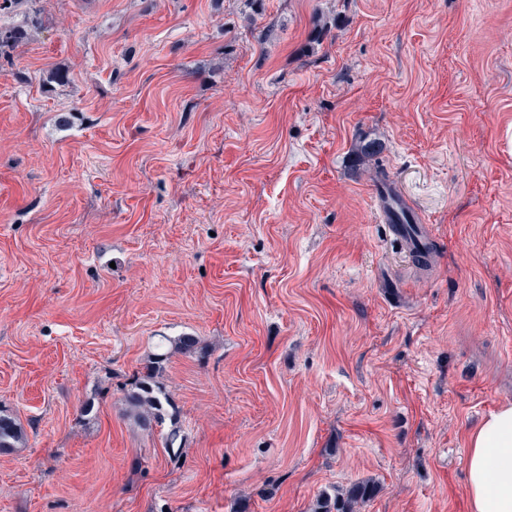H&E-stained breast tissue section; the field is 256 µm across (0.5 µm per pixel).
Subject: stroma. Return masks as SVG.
Segmentation results:
<instances>
[{
    "instance_id": "1",
    "label": "stroma",
    "mask_w": 512,
    "mask_h": 512,
    "mask_svg": "<svg viewBox=\"0 0 512 512\" xmlns=\"http://www.w3.org/2000/svg\"><path fill=\"white\" fill-rule=\"evenodd\" d=\"M0 28L30 33L0 56V512H310L367 478L359 512H467L466 437L512 403V0H16ZM159 335L201 347L162 378L177 464L123 400ZM375 195L378 203V214L380 220L384 223L389 224L390 231L392 234L399 239L400 242L407 245V239L409 241L408 227L405 224H394L393 216L395 213H399L400 210L406 209L411 210L416 216L414 222L418 224L424 223V220L416 208L400 193L394 183L389 188L383 185H377ZM24 441V433L18 420L0 408V450L16 448Z\"/></svg>"
}]
</instances>
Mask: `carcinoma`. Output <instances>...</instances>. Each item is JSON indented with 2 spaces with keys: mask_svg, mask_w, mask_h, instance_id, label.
Wrapping results in <instances>:
<instances>
[{
  "mask_svg": "<svg viewBox=\"0 0 512 512\" xmlns=\"http://www.w3.org/2000/svg\"><path fill=\"white\" fill-rule=\"evenodd\" d=\"M169 359L165 342L157 345V352L148 359L135 376L131 387L124 392V400L130 414L142 426L171 423L165 438V453L169 461L178 462L182 456V442L179 441L178 414L166 386L158 380L164 363ZM24 441V433L18 420L0 409V450L16 448ZM371 479L357 481L347 488H335L331 493L319 495L312 512H357V506L375 492Z\"/></svg>",
  "mask_w": 512,
  "mask_h": 512,
  "instance_id": "1",
  "label": "carcinoma"
}]
</instances>
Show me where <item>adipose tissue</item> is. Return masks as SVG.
Returning <instances> with one entry per match:
<instances>
[{
    "label": "adipose tissue",
    "mask_w": 512,
    "mask_h": 512,
    "mask_svg": "<svg viewBox=\"0 0 512 512\" xmlns=\"http://www.w3.org/2000/svg\"><path fill=\"white\" fill-rule=\"evenodd\" d=\"M467 442L469 512H512V404L485 417Z\"/></svg>",
    "instance_id": "1"
}]
</instances>
